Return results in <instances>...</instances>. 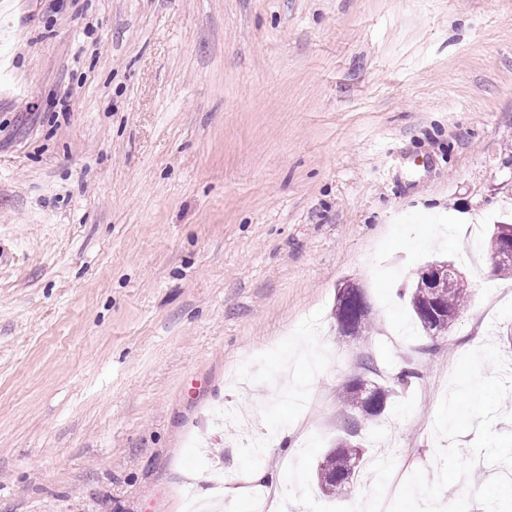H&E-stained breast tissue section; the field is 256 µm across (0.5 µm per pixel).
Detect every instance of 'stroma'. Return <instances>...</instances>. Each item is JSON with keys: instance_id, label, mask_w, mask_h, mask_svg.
Returning a JSON list of instances; mask_svg holds the SVG:
<instances>
[{"instance_id": "1", "label": "stroma", "mask_w": 512, "mask_h": 512, "mask_svg": "<svg viewBox=\"0 0 512 512\" xmlns=\"http://www.w3.org/2000/svg\"><path fill=\"white\" fill-rule=\"evenodd\" d=\"M511 220L512 0H0V512H220L195 471L283 497L367 358L364 470L435 480L450 363L512 322ZM431 261L470 290L435 342ZM297 339L305 414L266 383ZM501 224H509V223H501ZM511 224V223H510ZM509 224V225H510ZM500 224H497L496 226H499ZM512 226V224H511ZM511 226H499L496 230L497 237L499 239V245L498 241L494 239L493 234L490 238V249L492 252L496 250V252L493 254V261L496 267L500 265L510 264L512 262V228ZM500 273H512V265L509 267H498L497 268ZM361 300L365 303L368 311L364 313L362 305L337 306L336 305V323L345 328L341 334L346 337L362 336L366 333L371 325L370 311L366 301V297L362 291Z\"/></svg>"}]
</instances>
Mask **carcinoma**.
<instances>
[{
	"mask_svg": "<svg viewBox=\"0 0 512 512\" xmlns=\"http://www.w3.org/2000/svg\"><path fill=\"white\" fill-rule=\"evenodd\" d=\"M468 289L459 276L448 275L443 270L436 288L429 291L415 287L411 291L410 302L414 314L425 334L431 340L436 336L430 331L437 330L443 336L448 332V322L454 320L467 301ZM439 305L443 309L442 318L434 325H427L425 311ZM336 323L345 328L346 337L362 336L371 325L370 313L361 305L339 306L336 308ZM392 395V389L372 379L359 376L343 382L338 389V400L356 412L354 423L346 436L336 440L322 458L317 470V479L322 493L328 497L347 494L350 484L347 481L352 469H360V448L355 446V437L361 425L381 416Z\"/></svg>",
	"mask_w": 512,
	"mask_h": 512,
	"instance_id": "carcinoma-1",
	"label": "carcinoma"
}]
</instances>
